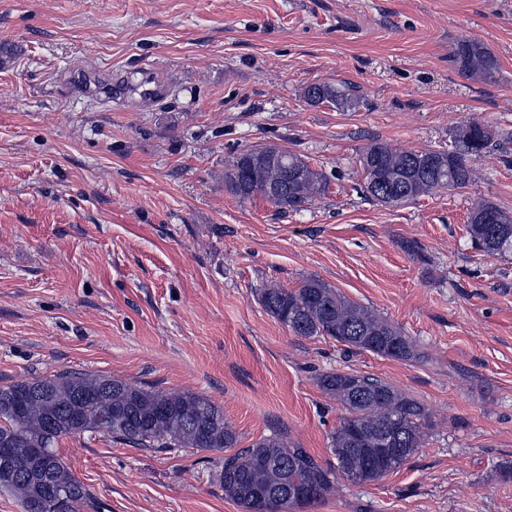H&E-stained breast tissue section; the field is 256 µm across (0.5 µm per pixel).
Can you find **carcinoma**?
<instances>
[{
    "instance_id": "carcinoma-1",
    "label": "carcinoma",
    "mask_w": 512,
    "mask_h": 512,
    "mask_svg": "<svg viewBox=\"0 0 512 512\" xmlns=\"http://www.w3.org/2000/svg\"><path fill=\"white\" fill-rule=\"evenodd\" d=\"M461 71L494 81L495 57L479 41L462 40L454 53ZM311 103L354 108L358 102L333 85H311L304 91ZM484 125L471 121L458 129L461 148L398 151L374 142L360 155L366 193L375 201L397 206L437 189L468 186L475 173L471 161L480 157L491 137ZM386 178L370 179L373 161ZM292 167L301 180L278 199L266 188L282 184ZM224 185L247 200L255 194L282 209L301 210L326 191L327 179L300 155L279 147L243 151L225 166ZM468 233L475 248L488 256L512 253V215L490 202L476 204ZM266 311L301 337L330 336L359 351L396 360L417 357L414 344L385 318L361 306L317 278L295 290L266 288ZM317 386L343 408L344 416L331 436L336 464L323 463L283 434L261 437L245 448L224 420V411L210 399L134 386L112 377L63 372L0 387V446L16 449L11 467L0 475V491L22 501L24 512H82L90 491L69 471L56 445L65 437L91 432L116 442L157 452L193 448L222 453L217 478L224 496L242 512L304 509L330 493L337 475L376 481L399 468L423 445L431 417L409 394L365 375L327 372ZM400 439L390 463L375 462L379 442ZM230 455H224L228 450Z\"/></svg>"
}]
</instances>
